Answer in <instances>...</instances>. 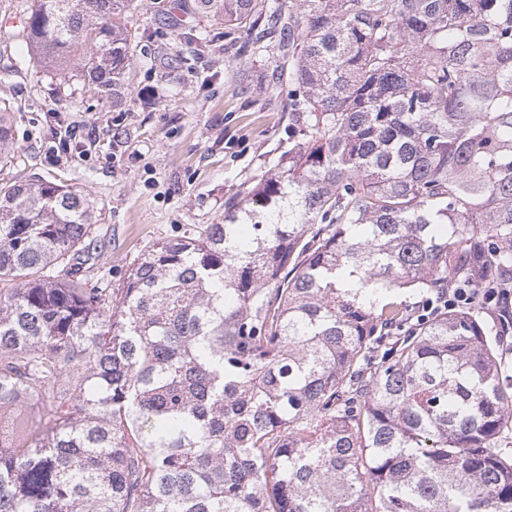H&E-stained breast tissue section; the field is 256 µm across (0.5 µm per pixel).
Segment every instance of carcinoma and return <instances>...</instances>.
Segmentation results:
<instances>
[{"instance_id":"1","label":"carcinoma","mask_w":512,"mask_h":512,"mask_svg":"<svg viewBox=\"0 0 512 512\" xmlns=\"http://www.w3.org/2000/svg\"><path fill=\"white\" fill-rule=\"evenodd\" d=\"M137 2L32 0L19 37L115 99ZM302 2L268 22L305 141L224 223L111 288L86 196L0 189V512H512V0Z\"/></svg>"}]
</instances>
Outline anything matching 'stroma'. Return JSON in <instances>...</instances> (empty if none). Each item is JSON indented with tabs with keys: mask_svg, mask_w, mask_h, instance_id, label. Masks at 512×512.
<instances>
[{
	"mask_svg": "<svg viewBox=\"0 0 512 512\" xmlns=\"http://www.w3.org/2000/svg\"><path fill=\"white\" fill-rule=\"evenodd\" d=\"M23 8L0 0V98L14 105L0 188L32 176L78 187L102 213L100 281L120 283L145 248L187 225L223 223L225 200L276 172L298 142L279 33L255 55L225 36L223 19L141 0L114 104L93 85L44 76L17 39Z\"/></svg>",
	"mask_w": 512,
	"mask_h": 512,
	"instance_id": "obj_1",
	"label": "stroma"
}]
</instances>
